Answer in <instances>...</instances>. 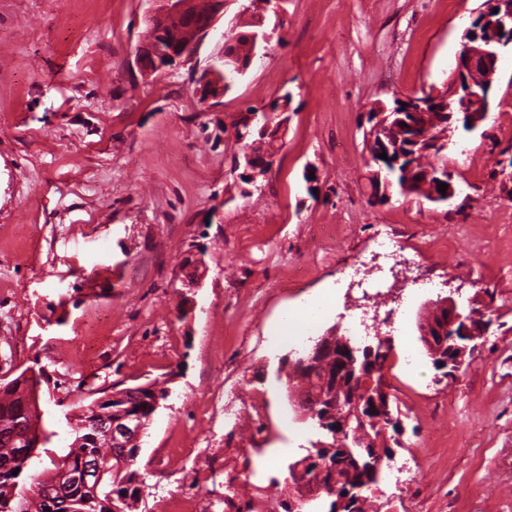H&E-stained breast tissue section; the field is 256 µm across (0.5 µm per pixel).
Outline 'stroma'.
<instances>
[{
  "label": "stroma",
  "instance_id": "35a3bbf8",
  "mask_svg": "<svg viewBox=\"0 0 512 512\" xmlns=\"http://www.w3.org/2000/svg\"><path fill=\"white\" fill-rule=\"evenodd\" d=\"M249 4L228 0L194 61L146 78L131 60L149 0H0V377L41 369L58 455L71 441L64 414L89 389L158 382L168 396L139 442V512L188 485L202 512H225L222 485L241 512L277 510L289 464L325 433L290 403L298 355L272 333L329 289L334 306L305 348L326 335L369 344L346 319L362 260L391 287L368 310L405 317L379 333L398 360L391 465L411 478L381 473L372 512H512V51L485 120L451 139L454 197L393 188L379 202L364 144L371 106L446 87L483 0H288L266 55L205 107L195 81L224 33L245 32ZM286 94L273 170L245 192L232 124ZM321 224L336 236L318 245ZM380 224L409 268L376 256ZM195 256L206 275L187 292L178 276ZM446 295L492 319L448 378L418 329ZM232 399L263 403V432L246 413L225 424Z\"/></svg>",
  "mask_w": 512,
  "mask_h": 512
}]
</instances>
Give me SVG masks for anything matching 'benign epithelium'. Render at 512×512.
<instances>
[{
	"label": "benign epithelium",
	"mask_w": 512,
	"mask_h": 512,
	"mask_svg": "<svg viewBox=\"0 0 512 512\" xmlns=\"http://www.w3.org/2000/svg\"><path fill=\"white\" fill-rule=\"evenodd\" d=\"M155 7L148 12V24L151 29L169 27L173 21H180L185 26L186 39L172 44L165 51L154 45L153 41L144 39L134 48L132 65L146 75L171 74L179 68L192 62L206 37L215 30L217 22L224 16L226 0H209L208 10L197 12L194 0H152ZM498 12H493V9ZM477 26H468L463 35L461 50L456 56V67L451 81L442 92H426L421 99L412 96L399 100L404 111L416 117L420 112H438L442 115L456 107L457 111L468 116V126L476 128L486 117L490 107L492 77L496 73L503 50L512 46V0H485V5L473 18ZM224 69V56H219L197 78L194 93L204 105L222 97L221 92L214 91L213 80L217 73ZM287 113L282 112L278 117L280 123L271 122V113H243L239 119L236 131L241 138H246L243 129L257 119H262L260 133L268 136L275 132L282 134L288 125L285 120ZM262 154L261 140H256L243 150L244 175L249 182L256 183L268 177L272 169L269 157L259 158ZM205 274L204 262L196 258L181 269L180 280L185 288H199ZM439 322L425 324L422 332L424 344L430 357L438 366L453 370L462 366L466 356L471 354L477 340L483 338L488 330V321L484 315L471 309L465 313L460 310L450 296L436 302ZM453 331L452 336L445 333ZM375 348L368 345L362 349L346 345L340 356L345 371L353 385L358 387L356 395L344 402L336 399V421L329 424L327 419H319V403L324 397L315 398L316 404L308 410H300L304 419H317L325 425V430L336 439L337 460L336 473L332 475L329 487H324L321 480H315L307 473L304 465L291 464L288 466V485L296 495L305 494L313 500L328 490L335 497L336 510L341 512L351 503L361 498L360 487L345 482L339 475V470L348 467H361L362 455L356 449L363 447L359 437L363 435L360 425L373 421L379 425L392 424L390 410V394L385 382L379 379V364L374 362ZM100 432L112 439L116 448L128 449L139 443L143 428L128 417L121 420V425L112 423V415L108 412L97 419ZM103 467L96 460H89L81 468V474L74 482L82 484L85 497L94 499L98 496ZM44 512H57L62 485L47 483L41 487Z\"/></svg>",
	"instance_id": "obj_1"
}]
</instances>
